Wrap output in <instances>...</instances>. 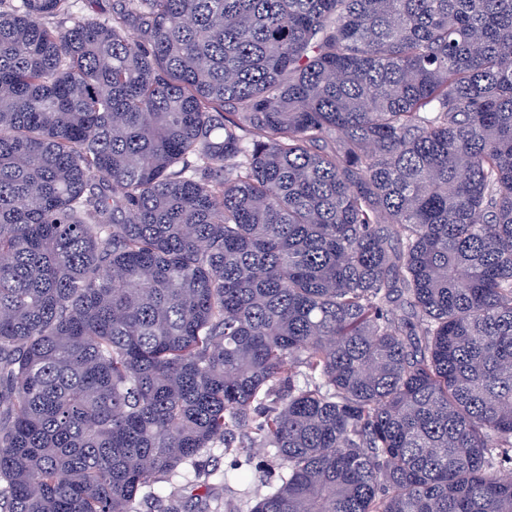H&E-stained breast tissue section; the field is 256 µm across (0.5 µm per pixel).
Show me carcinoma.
I'll use <instances>...</instances> for the list:
<instances>
[{
	"label": "carcinoma",
	"mask_w": 512,
	"mask_h": 512,
	"mask_svg": "<svg viewBox=\"0 0 512 512\" xmlns=\"http://www.w3.org/2000/svg\"><path fill=\"white\" fill-rule=\"evenodd\" d=\"M73 4L0 0V512H512V0ZM116 3L115 0H75L73 10L79 15L103 19L112 16ZM269 448H238L237 458L234 455H225L221 448H215L210 453L204 454L199 458L200 469L204 472L213 473L210 478L215 484V494L224 497L226 508L233 510L239 504L240 498H254L264 494L268 487L261 485L258 479L251 480L249 483H241L237 479L239 470H233V463L236 459L250 458L252 465L259 463L261 460L269 458ZM226 474L227 490H223L220 483L222 474ZM223 486V487H221Z\"/></svg>",
	"instance_id": "cac0c4a2"
}]
</instances>
